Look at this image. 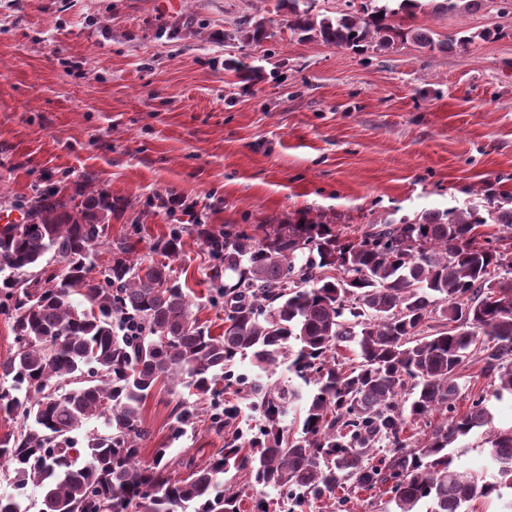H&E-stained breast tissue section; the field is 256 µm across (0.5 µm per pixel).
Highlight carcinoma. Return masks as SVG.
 <instances>
[{
    "label": "carcinoma",
    "mask_w": 512,
    "mask_h": 512,
    "mask_svg": "<svg viewBox=\"0 0 512 512\" xmlns=\"http://www.w3.org/2000/svg\"><path fill=\"white\" fill-rule=\"evenodd\" d=\"M490 1L512 13V0H362L334 18L314 13L315 0H287L288 29L303 39L359 51L411 39L431 51L463 47L473 36L437 40L406 24L417 13L471 12ZM112 212L105 194L81 201L48 187L36 192L28 223L0 230V294L14 299L16 350L0 362V416L23 420L0 436V467L13 483L43 489L41 512H240L250 491L273 488L287 512L316 502L340 503L351 489L383 491L394 512H468L470 503L512 489V427L495 429L487 399L457 409L466 371L497 376L493 396L512 398V207L429 212L414 220L385 219L343 237L320 220L261 225L258 237L224 225L200 229L221 261L224 332L213 335L193 316L169 260L182 248L180 230L158 240L160 261L135 258L122 242L102 277L93 275L101 220ZM497 224L499 232H477ZM62 272L19 280L47 253ZM22 287L21 295L14 289ZM80 295L82 307L73 302ZM436 321L434 329L430 322ZM297 342V348L290 341ZM354 346L355 358L338 350ZM262 372L288 370L316 389L308 398L301 436L288 438L281 420L294 388L260 398L262 439L246 450L230 442L202 468L175 479L168 444L151 463L139 458L149 436L141 406L158 384L184 385L211 402L212 426L224 429V388L237 357ZM434 411L448 415L420 439L410 422ZM169 441L193 418L178 401ZM90 418L104 429L81 442ZM484 430L497 475L482 481L454 466L448 448ZM385 456H380V452ZM247 474L244 488L224 481Z\"/></svg>",
    "instance_id": "cac0c4a2"
}]
</instances>
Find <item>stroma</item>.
<instances>
[{"label":"stroma","instance_id":"obj_1","mask_svg":"<svg viewBox=\"0 0 512 512\" xmlns=\"http://www.w3.org/2000/svg\"><path fill=\"white\" fill-rule=\"evenodd\" d=\"M287 18L282 0H0V215L50 186L65 197L105 192L101 269L124 240L155 259L156 242L181 227L172 276L217 335L216 261L183 215L168 213L169 194L216 233L318 216L351 237L385 217L483 210L512 195V14L418 16L442 39L502 33L448 52L410 40L361 52L300 42ZM258 19L266 38L243 40L240 23ZM470 373L459 408L490 397L495 427H512V403L493 401L479 367ZM176 401L161 386L148 396L140 445L148 463L170 443L173 475L257 431L254 399L229 389L237 416L223 431L203 413L169 442ZM489 449L478 432L450 452L490 480Z\"/></svg>","mask_w":512,"mask_h":512}]
</instances>
